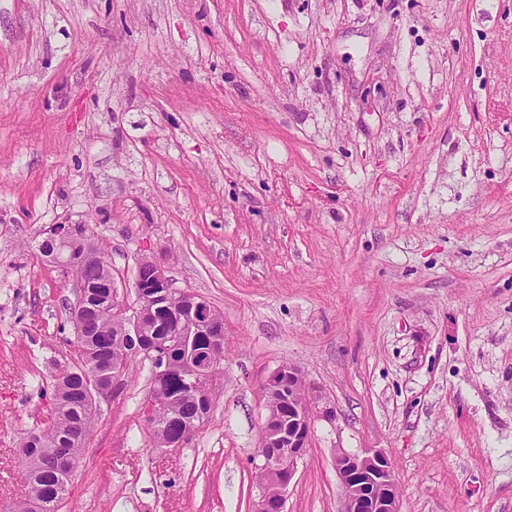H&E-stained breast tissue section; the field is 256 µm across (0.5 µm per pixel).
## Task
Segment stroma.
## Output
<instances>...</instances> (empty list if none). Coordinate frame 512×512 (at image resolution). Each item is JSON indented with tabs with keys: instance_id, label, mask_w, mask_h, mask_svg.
Returning a JSON list of instances; mask_svg holds the SVG:
<instances>
[{
	"instance_id": "35a3bbf8",
	"label": "stroma",
	"mask_w": 512,
	"mask_h": 512,
	"mask_svg": "<svg viewBox=\"0 0 512 512\" xmlns=\"http://www.w3.org/2000/svg\"><path fill=\"white\" fill-rule=\"evenodd\" d=\"M55 224L224 315L205 422L155 447L135 365L61 512H253L286 363L321 412L287 512H340V448L401 512H512V0H0V512L77 359Z\"/></svg>"
}]
</instances>
